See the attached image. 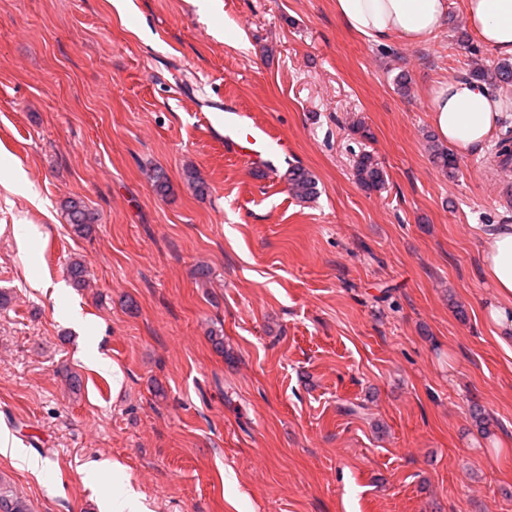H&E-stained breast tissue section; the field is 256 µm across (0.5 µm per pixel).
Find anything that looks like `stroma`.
Instances as JSON below:
<instances>
[{
  "label": "stroma",
  "mask_w": 512,
  "mask_h": 512,
  "mask_svg": "<svg viewBox=\"0 0 512 512\" xmlns=\"http://www.w3.org/2000/svg\"><path fill=\"white\" fill-rule=\"evenodd\" d=\"M498 62L466 0L428 43L388 46L334 0H0V426L39 463L0 456V477L32 512H107L86 472L114 461L149 512H512V340L480 261L512 180L492 146L452 180L429 153L433 88ZM228 106L288 139L276 172L226 150L208 119ZM365 150L377 192L354 177ZM16 166L36 200L6 189ZM23 219L42 229L27 254ZM354 177L367 192L380 191L385 186V172L370 152H362L354 160ZM287 181L288 191L298 199H309L317 193L316 180L305 168L292 167L289 169ZM68 224L74 233L84 235L89 233L93 224H96V214L88 209L81 199L72 198L65 204Z\"/></svg>",
  "instance_id": "stroma-1"
}]
</instances>
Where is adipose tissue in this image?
<instances>
[{
  "instance_id": "adipose-tissue-1",
  "label": "adipose tissue",
  "mask_w": 512,
  "mask_h": 512,
  "mask_svg": "<svg viewBox=\"0 0 512 512\" xmlns=\"http://www.w3.org/2000/svg\"><path fill=\"white\" fill-rule=\"evenodd\" d=\"M338 20L369 41L423 44L442 31L448 0H334ZM470 29L496 56L512 59V0H467ZM505 103L485 84L463 78L439 83L429 105L438 137L456 154L483 150L494 136ZM482 262L501 300L489 315L512 334V224H492L482 238Z\"/></svg>"
}]
</instances>
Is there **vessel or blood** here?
<instances>
[{
  "label": "vessel or blood",
  "mask_w": 512,
  "mask_h": 512,
  "mask_svg": "<svg viewBox=\"0 0 512 512\" xmlns=\"http://www.w3.org/2000/svg\"><path fill=\"white\" fill-rule=\"evenodd\" d=\"M212 120L224 130V143L242 158L262 160L266 168L288 154V144L267 125L255 121L249 113L227 111L213 115Z\"/></svg>",
  "instance_id": "vessel-or-blood-1"
}]
</instances>
